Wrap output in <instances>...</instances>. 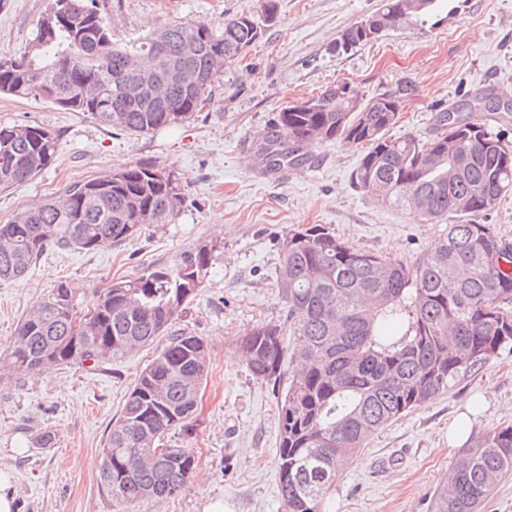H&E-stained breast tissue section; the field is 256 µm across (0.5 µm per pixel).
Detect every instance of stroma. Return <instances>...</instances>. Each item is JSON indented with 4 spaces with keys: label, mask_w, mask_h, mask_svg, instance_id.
<instances>
[{
    "label": "stroma",
    "mask_w": 512,
    "mask_h": 512,
    "mask_svg": "<svg viewBox=\"0 0 512 512\" xmlns=\"http://www.w3.org/2000/svg\"><path fill=\"white\" fill-rule=\"evenodd\" d=\"M112 38L126 42L168 21L221 24L240 14L264 21L262 39L225 66L208 100L182 123L131 135L42 99L0 95V124L35 123L58 136L55 162L29 181L0 189V224L66 187L137 162L174 170L185 193L170 224L150 225L122 245L92 252L48 247L18 280L0 281V351L23 318L61 281L81 302L120 276L171 267L187 251L216 244L197 296L171 328L210 346L209 374L191 425L168 435L198 466L173 497L136 512H281L277 393L248 372L241 338L281 323V239L300 224H323L346 246L412 263L439 241L444 224H424L356 188L361 148L332 141L306 147V173L263 171L259 143L280 109L344 87L370 99L408 83L392 136L428 135L436 112L475 91L512 89V0H441L424 24L403 25L344 54L331 46L380 0H97ZM49 0H0V52L28 51ZM102 366H44L0 380V472L10 478L14 512H112L99 489L101 450L126 393L169 341ZM481 431L512 424V350L460 373L447 391L373 435L346 464L326 512H430L461 451L448 433L460 416ZM55 435L51 447L37 433Z\"/></svg>",
    "instance_id": "35a3bbf8"
}]
</instances>
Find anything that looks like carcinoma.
Returning <instances> with one entry per match:
<instances>
[{
    "instance_id": "cac0c4a2",
    "label": "carcinoma",
    "mask_w": 512,
    "mask_h": 512,
    "mask_svg": "<svg viewBox=\"0 0 512 512\" xmlns=\"http://www.w3.org/2000/svg\"><path fill=\"white\" fill-rule=\"evenodd\" d=\"M400 0L372 13L389 31L422 23L436 0H422L411 20ZM250 15L173 21L123 45L97 0H50L36 23L28 54L0 53V94L42 98L87 112L100 124L146 134L189 118L204 104L224 65L262 37ZM334 52L369 43L359 24L342 31ZM161 52L186 83H160L140 59ZM412 88L398 86L344 111L348 93L330 88L312 112L285 107L262 138L267 171L306 160L303 147L340 139L364 154L354 181L377 200L428 223L453 219L448 232L411 265L344 246L322 224H303L279 245V288L295 345L283 326L262 323L240 343L250 374L275 384L277 467L283 512H326L327 496L345 462L389 423L448 388L459 373L512 346V242L474 217L512 191V145L486 123L497 97L481 91L463 108L434 116L430 134L389 131ZM288 133V142L278 130ZM58 136L30 123L0 125V188L30 180L52 165ZM184 203L172 171L150 162L114 169L46 198L0 224V280L25 275L49 246L91 252L120 244L147 225L170 224ZM214 245L185 253L171 268L117 278L87 304L60 282L25 318L0 359V369L33 373L45 363L98 367L151 345L171 328L201 288ZM292 358L296 369L286 371ZM205 340L181 333L142 371L113 420L102 448L99 485L115 512L144 499L174 496L196 469L186 448L166 436L191 418L206 379ZM512 473V425L471 432L451 485L430 512H480L499 478Z\"/></svg>"
}]
</instances>
